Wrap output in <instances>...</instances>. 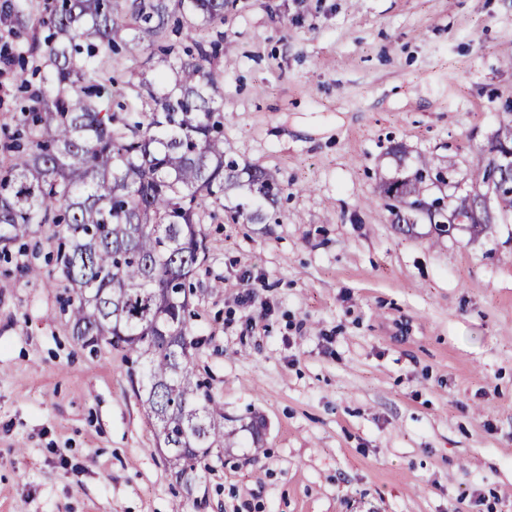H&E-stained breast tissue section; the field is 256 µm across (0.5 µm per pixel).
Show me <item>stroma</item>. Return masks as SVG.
<instances>
[{"mask_svg":"<svg viewBox=\"0 0 512 512\" xmlns=\"http://www.w3.org/2000/svg\"><path fill=\"white\" fill-rule=\"evenodd\" d=\"M196 38L223 45L226 152L284 187L278 223L202 226L195 366L236 444L177 478L139 368L61 313L47 225L0 257V512H512V216L407 234L380 190L420 157L451 178L428 198L475 186L512 0H227ZM165 67L113 56V104Z\"/></svg>","mask_w":512,"mask_h":512,"instance_id":"1","label":"stroma"}]
</instances>
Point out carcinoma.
<instances>
[{"mask_svg": "<svg viewBox=\"0 0 512 512\" xmlns=\"http://www.w3.org/2000/svg\"><path fill=\"white\" fill-rule=\"evenodd\" d=\"M224 0H178L186 38L196 54L169 63L174 85L160 74L140 83L150 112L109 111L112 55L152 44L170 17L167 0H131L128 25L112 0H53L29 36L13 7L15 36L30 38V56L47 58L42 86L7 136L0 171V243L9 246L33 227H56L54 278L63 286L73 335L94 350L118 347L142 366L137 393L157 445L193 475L217 448H229L224 407L194 369L202 340L191 325L192 281L208 257L202 214L223 205L232 220L275 219L281 188L259 167H242L224 150L220 73L208 67L219 43L195 40V20L224 21ZM132 31L131 38L122 36ZM480 183L493 189L499 212L512 215V183L495 159L481 165ZM431 167L421 159L412 175L388 183L398 202L399 230L414 228L424 206L445 218L439 200L424 198Z\"/></svg>", "mask_w": 512, "mask_h": 512, "instance_id": "cac0c4a2", "label": "carcinoma"}]
</instances>
